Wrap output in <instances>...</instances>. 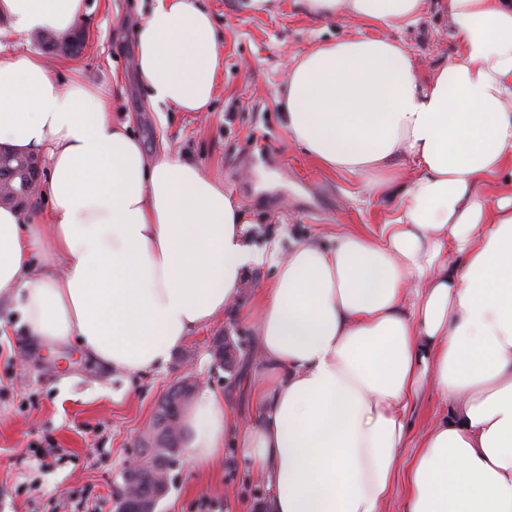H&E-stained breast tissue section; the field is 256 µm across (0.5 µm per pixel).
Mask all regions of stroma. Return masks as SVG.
Masks as SVG:
<instances>
[{"label": "stroma", "instance_id": "obj_1", "mask_svg": "<svg viewBox=\"0 0 512 512\" xmlns=\"http://www.w3.org/2000/svg\"><path fill=\"white\" fill-rule=\"evenodd\" d=\"M82 29L87 43L77 56L52 64L61 79L78 70L100 85L129 121L147 154L162 146L188 156L222 178L244 209L247 244L266 254L247 274L235 310L195 331L167 363L127 375L94 362L76 342L35 344L24 334L21 313L0 299V512H116L124 464L164 395L185 374L201 388L224 393L239 419L255 411L243 379L258 368L254 326L246 314L273 279L276 263L295 243L332 246L337 234L380 232L399 214L407 182L376 196L360 177L322 169L288 135L277 103L286 80V58L319 42L374 36L343 19L313 20L294 0L268 12H245L237 0H195L221 36L224 69L211 112H172L152 105L133 71V20L151 0H86ZM424 70L458 51L446 15L432 10L397 33ZM228 336L238 351L232 369L214 367L209 346ZM40 448L58 449L41 458ZM265 487L232 444L224 466L204 472L181 455L169 472V492L157 512H264Z\"/></svg>", "mask_w": 512, "mask_h": 512}]
</instances>
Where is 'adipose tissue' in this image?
I'll use <instances>...</instances> for the list:
<instances>
[{
    "mask_svg": "<svg viewBox=\"0 0 512 512\" xmlns=\"http://www.w3.org/2000/svg\"><path fill=\"white\" fill-rule=\"evenodd\" d=\"M317 19L382 31L291 55L278 93L290 138L375 194L409 180L394 222L307 241L278 261L251 313L256 417L223 393L187 411L189 457L224 462L232 438L265 485V512H512V0H295ZM448 16L457 55L421 75L395 31ZM84 0H0L22 32L66 38ZM135 73L153 104L211 111L224 66L210 14L154 0L136 26ZM113 99L39 55L0 53V143L45 155V208H0V296L38 344L76 341L134 374L164 364L235 304L263 253L242 207L192 160L147 157ZM447 403L399 450L424 388Z\"/></svg>",
    "mask_w": 512,
    "mask_h": 512,
    "instance_id": "1",
    "label": "adipose tissue"
}]
</instances>
